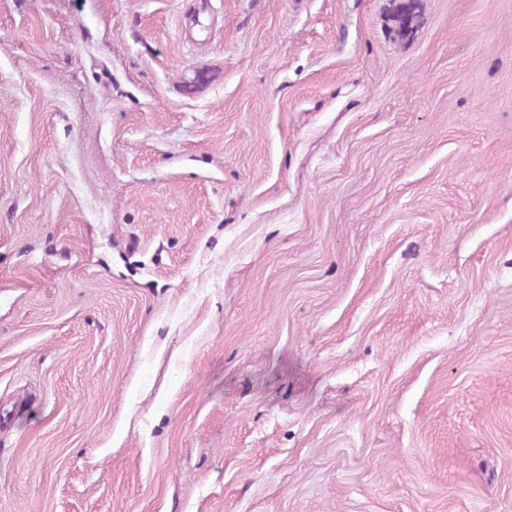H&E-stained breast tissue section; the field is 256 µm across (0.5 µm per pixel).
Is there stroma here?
Returning a JSON list of instances; mask_svg holds the SVG:
<instances>
[{"instance_id":"obj_1","label":"stroma","mask_w":512,"mask_h":512,"mask_svg":"<svg viewBox=\"0 0 512 512\" xmlns=\"http://www.w3.org/2000/svg\"><path fill=\"white\" fill-rule=\"evenodd\" d=\"M0 0V512H512V0Z\"/></svg>"}]
</instances>
